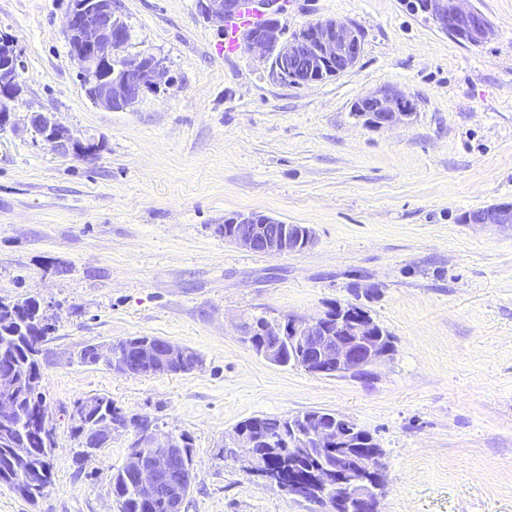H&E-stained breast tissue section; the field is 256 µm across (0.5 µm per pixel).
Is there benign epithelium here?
<instances>
[{
    "mask_svg": "<svg viewBox=\"0 0 512 512\" xmlns=\"http://www.w3.org/2000/svg\"><path fill=\"white\" fill-rule=\"evenodd\" d=\"M470 0H415L417 11L440 30L463 43L475 45L493 36V28ZM199 13L222 28L224 20L247 6L266 17V23L242 33V39L256 58L272 62L277 76L286 82L312 84L327 72L333 76L356 67L362 53L360 33L337 18L318 20L291 38H281L275 15L281 10L278 0H197ZM70 55L79 64L89 100L107 110H124L134 105L143 93L160 85L167 69L154 56L129 59L118 69L112 68L116 51L129 39V30L116 9V0H72L65 22ZM19 57L12 45L0 42V123L7 116L5 103L21 94L17 82ZM356 117L373 129H390L407 124L414 115L412 100L391 88L381 87L357 100ZM30 125L40 130L43 139L59 155L88 157L96 152L92 144L77 143L69 129L51 112H33ZM468 224H512V204L497 205L464 216ZM224 238L248 251L279 256L301 251L315 242L313 229L304 224H286L261 212L234 213L224 218ZM347 337L332 336L326 321L330 310ZM316 317L290 315L282 321L264 319L252 325L240 324L242 338L252 343L256 336H286L295 347V366L320 375L332 373L338 378L370 381L376 367L393 352L382 340L374 320L358 305L336 304ZM99 361L126 374L125 353L114 342L95 345ZM137 350L151 375L186 373L200 363L199 355L184 345L165 340L140 342ZM18 381L15 370L0 368V432L4 440L13 437L20 418L16 399ZM112 437V426H95L84 435L85 453L94 454ZM365 437L358 425L343 416L331 421L319 417L301 418L288 429V446L303 457L316 445L336 450V465L315 469L313 479L288 477V483L264 470L255 457L258 435L255 429L239 427L234 447L228 455L241 462L243 470L282 486L288 495L315 503L320 498L340 505L352 503L357 512H378L386 463L380 449L363 447ZM180 439L158 434L149 425L140 427L136 444L125 459V467L140 496L166 499L168 512H183L186 492L192 486L191 470L181 466Z\"/></svg>",
    "mask_w": 512,
    "mask_h": 512,
    "instance_id": "benign-epithelium-1",
    "label": "benign epithelium"
}]
</instances>
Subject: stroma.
<instances>
[{"label": "stroma", "instance_id": "35a3bbf8", "mask_svg": "<svg viewBox=\"0 0 512 512\" xmlns=\"http://www.w3.org/2000/svg\"><path fill=\"white\" fill-rule=\"evenodd\" d=\"M471 3L494 29L478 46L406 0H291L284 37L335 17L363 39L353 70L296 85L246 46L225 54L196 0H117L119 57L155 55L171 80L113 111L82 88L71 0H0V38L23 61L0 125V299L49 307L41 390L56 434L51 485L31 503L1 483L0 512H118L110 474L137 420L190 437L184 512H315L223 454L240 422L312 409L374 437L380 512H512V224L464 221L512 204V0ZM383 86L414 100L410 124L356 119ZM32 112L96 155L55 154ZM251 211L310 226L314 245L269 256L225 241V215ZM337 303L393 338L369 382L272 365L240 336L241 320ZM143 335L195 350L199 367L132 376L73 358ZM97 395L131 425L85 459L70 413Z\"/></svg>", "mask_w": 512, "mask_h": 512}]
</instances>
